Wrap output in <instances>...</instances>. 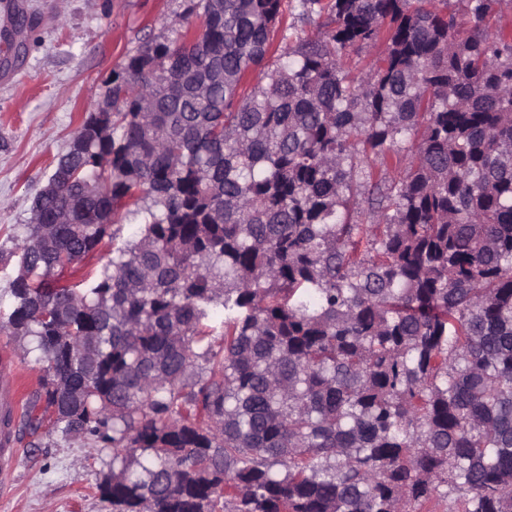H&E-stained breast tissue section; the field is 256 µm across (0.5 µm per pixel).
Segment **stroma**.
<instances>
[{
    "instance_id": "1",
    "label": "stroma",
    "mask_w": 512,
    "mask_h": 512,
    "mask_svg": "<svg viewBox=\"0 0 512 512\" xmlns=\"http://www.w3.org/2000/svg\"><path fill=\"white\" fill-rule=\"evenodd\" d=\"M37 16L20 57L0 40V251L14 248L16 227L31 223L46 185L87 110L103 99L119 63L145 38H172L184 19L181 0H18ZM24 340L0 333L20 394L40 386L45 363ZM20 457L0 481V512H112L96 486L112 474L110 449L61 434L38 447L19 441Z\"/></svg>"
}]
</instances>
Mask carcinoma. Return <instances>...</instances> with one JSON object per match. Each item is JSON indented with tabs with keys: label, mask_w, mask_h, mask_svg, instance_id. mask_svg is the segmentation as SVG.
I'll list each match as a JSON object with an SVG mask.
<instances>
[{
	"label": "carcinoma",
	"mask_w": 512,
	"mask_h": 512,
	"mask_svg": "<svg viewBox=\"0 0 512 512\" xmlns=\"http://www.w3.org/2000/svg\"><path fill=\"white\" fill-rule=\"evenodd\" d=\"M461 2L300 0L292 42L282 0H182L112 70L0 255L23 427L112 449V512H512V37ZM384 49L385 43L381 40L375 46L351 50L341 57L340 64L352 77H365L370 61L380 56ZM112 258V245L106 246L96 253L92 258L87 261V265L76 271H68L61 279L60 284L66 285L77 281L80 276L87 270L93 269L94 271H102ZM25 340L10 338L0 333V357L11 359V369L19 388V397L26 396L40 387L46 363L36 353L26 354Z\"/></svg>",
	"instance_id": "cac0c4a2"
}]
</instances>
